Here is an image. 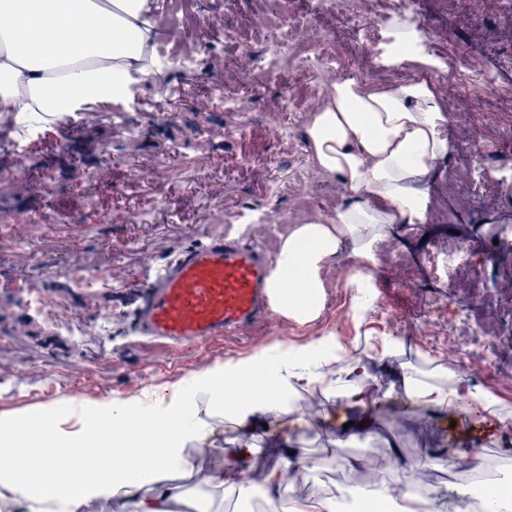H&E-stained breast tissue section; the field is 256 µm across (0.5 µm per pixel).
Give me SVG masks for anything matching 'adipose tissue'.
<instances>
[{
    "instance_id": "obj_1",
    "label": "adipose tissue",
    "mask_w": 512,
    "mask_h": 512,
    "mask_svg": "<svg viewBox=\"0 0 512 512\" xmlns=\"http://www.w3.org/2000/svg\"><path fill=\"white\" fill-rule=\"evenodd\" d=\"M160 24L149 0H0V127L11 134L42 127L67 113L105 110L123 102L132 84L154 76ZM311 160L342 184L348 200L334 211L297 220L280 235L271 259L272 311L299 324L324 310V272L346 256L352 280L372 279L377 246L404 239L425 223L426 181L447 157V116L423 73L366 86L329 83L305 130ZM324 342L283 349L275 358L245 359L195 373L153 392L144 408L104 399L57 410L0 413V512H184L172 472L190 470L186 444L213 434L210 412L245 432L232 454L243 463L260 448L255 425L291 421L289 394L326 384L348 410L366 407L377 380L370 356H357L324 375ZM437 384L399 374L412 406L438 414L473 413L480 395L452 368ZM299 455L267 462L263 481L272 512H335L329 498L283 496Z\"/></svg>"
}]
</instances>
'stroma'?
Wrapping results in <instances>:
<instances>
[{
	"instance_id": "stroma-1",
	"label": "stroma",
	"mask_w": 512,
	"mask_h": 512,
	"mask_svg": "<svg viewBox=\"0 0 512 512\" xmlns=\"http://www.w3.org/2000/svg\"><path fill=\"white\" fill-rule=\"evenodd\" d=\"M193 24L177 28L174 46L210 41L191 70L163 69L141 81L131 128L87 120L77 128L48 126L38 137L0 150V412L135 399L148 389L183 382L199 371L279 349L330 339L337 355L376 360L372 427L336 450L330 432L314 426L345 409L324 385L296 393L311 403L307 426L291 436L310 468L299 496L353 494L352 470L337 455L373 451V488L404 487L414 473L435 476L432 493L458 504L446 472L430 451L458 449L474 471L512 476V445L498 443L496 412H512V0H416L424 27L420 49L445 72L436 87L448 117L452 149L429 185L427 221L405 249L378 247V267L359 288L337 260L325 271L324 311L300 325L270 315L203 346L172 350L140 335L139 284L190 247L232 236L273 254L271 225L225 224L260 200L270 184L284 187L289 220L297 199L329 213L347 194L313 170L304 129L315 101L311 84L288 72L262 88L256 118L217 139L234 118L218 106L225 88L248 84L250 61L234 54L225 33L255 38L263 0H187ZM309 43L334 34L350 75L390 84L415 64L388 66L392 32L363 45L341 14L319 0H296ZM288 128L278 137L277 128ZM38 223L26 222V215ZM99 273L108 289L81 287ZM454 367L495 412L457 424L411 407L393 388V372L409 368L433 381Z\"/></svg>"
}]
</instances>
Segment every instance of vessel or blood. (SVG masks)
Returning a JSON list of instances; mask_svg holds the SVG:
<instances>
[{
	"instance_id": "b4317fda",
	"label": "vessel or blood",
	"mask_w": 512,
	"mask_h": 512,
	"mask_svg": "<svg viewBox=\"0 0 512 512\" xmlns=\"http://www.w3.org/2000/svg\"><path fill=\"white\" fill-rule=\"evenodd\" d=\"M268 274V262L252 244L215 241L189 248L149 285L142 329L180 347L248 327L270 312Z\"/></svg>"
}]
</instances>
